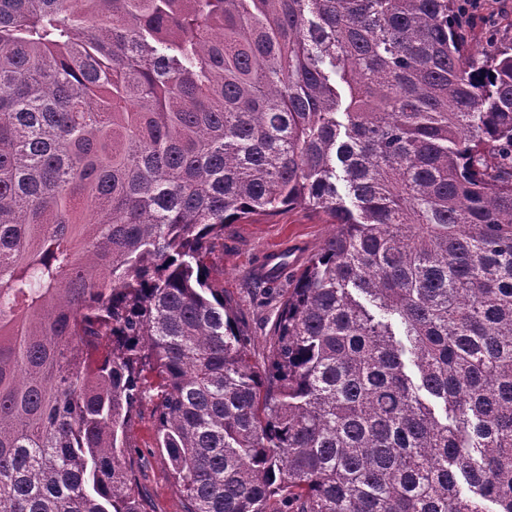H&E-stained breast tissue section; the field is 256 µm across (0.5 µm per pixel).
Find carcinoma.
<instances>
[{"instance_id":"1","label":"carcinoma","mask_w":512,"mask_h":512,"mask_svg":"<svg viewBox=\"0 0 512 512\" xmlns=\"http://www.w3.org/2000/svg\"><path fill=\"white\" fill-rule=\"evenodd\" d=\"M293 205L334 233L260 368L212 258ZM146 405L184 512H512V40L456 0H0V512H147ZM482 17L486 27L480 18L474 17L469 20L465 30V35L467 37L470 48L475 53L480 51L483 47L484 34L488 29L487 27L495 28V17L493 15L487 13L482 14Z\"/></svg>"}]
</instances>
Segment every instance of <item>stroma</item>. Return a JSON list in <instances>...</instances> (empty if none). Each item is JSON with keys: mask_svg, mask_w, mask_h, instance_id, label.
Masks as SVG:
<instances>
[{"mask_svg": "<svg viewBox=\"0 0 512 512\" xmlns=\"http://www.w3.org/2000/svg\"><path fill=\"white\" fill-rule=\"evenodd\" d=\"M332 233L325 215L299 206L225 225L213 276L224 284V301L232 308L244 334L250 363L261 366L267 362L283 298L307 259L324 247ZM274 248L285 253V270L274 283L256 284L253 275L259 267V257ZM130 436V453L142 466L140 481L148 493L151 512H183L182 498L169 473L167 454L156 445L150 413L133 421Z\"/></svg>", "mask_w": 512, "mask_h": 512, "instance_id": "obj_1", "label": "stroma"}]
</instances>
